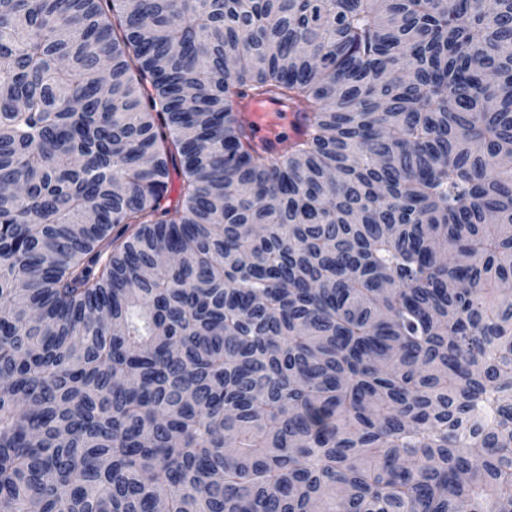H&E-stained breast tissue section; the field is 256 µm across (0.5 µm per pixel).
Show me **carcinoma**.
Returning a JSON list of instances; mask_svg holds the SVG:
<instances>
[{
	"instance_id": "carcinoma-1",
	"label": "carcinoma",
	"mask_w": 512,
	"mask_h": 512,
	"mask_svg": "<svg viewBox=\"0 0 512 512\" xmlns=\"http://www.w3.org/2000/svg\"><path fill=\"white\" fill-rule=\"evenodd\" d=\"M511 156L512 0H0V512H512ZM245 119L253 126L254 136L258 141H277L282 137L279 127L281 121L287 118L288 128L285 129V135H292L291 128L297 123V116L294 112L281 109L260 100H250L245 104Z\"/></svg>"
}]
</instances>
